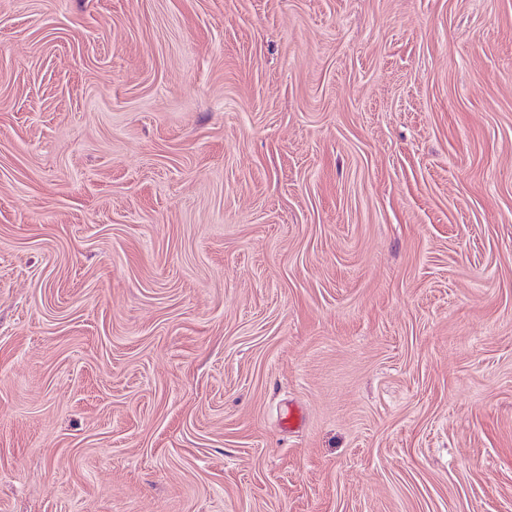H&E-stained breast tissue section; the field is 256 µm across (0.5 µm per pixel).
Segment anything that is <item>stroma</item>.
Wrapping results in <instances>:
<instances>
[{
    "instance_id": "35a3bbf8",
    "label": "stroma",
    "mask_w": 512,
    "mask_h": 512,
    "mask_svg": "<svg viewBox=\"0 0 512 512\" xmlns=\"http://www.w3.org/2000/svg\"><path fill=\"white\" fill-rule=\"evenodd\" d=\"M0 512H512V0H0Z\"/></svg>"
}]
</instances>
